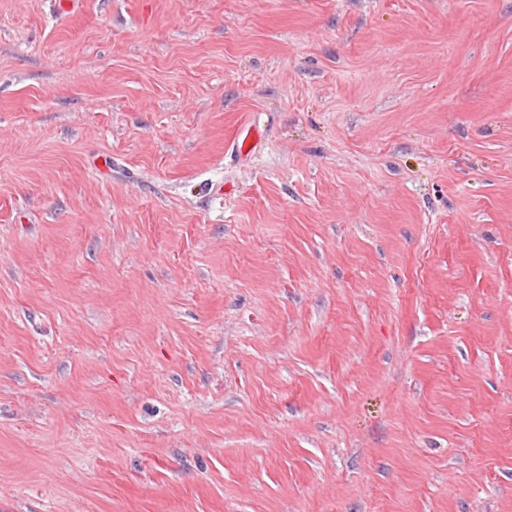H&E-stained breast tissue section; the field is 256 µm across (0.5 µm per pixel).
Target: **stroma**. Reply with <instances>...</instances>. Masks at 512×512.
<instances>
[{"mask_svg":"<svg viewBox=\"0 0 512 512\" xmlns=\"http://www.w3.org/2000/svg\"><path fill=\"white\" fill-rule=\"evenodd\" d=\"M0 512H512V0H0Z\"/></svg>","mask_w":512,"mask_h":512,"instance_id":"obj_1","label":"stroma"}]
</instances>
